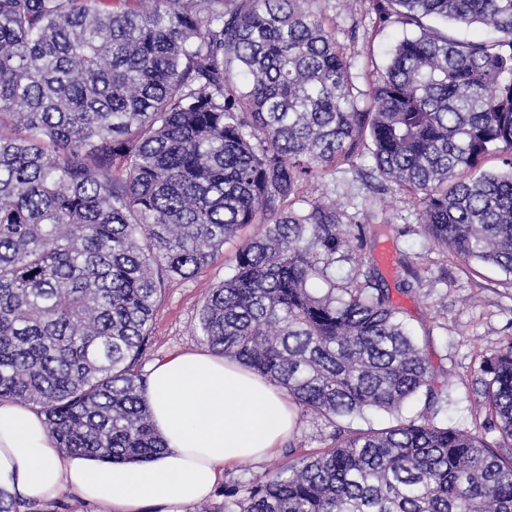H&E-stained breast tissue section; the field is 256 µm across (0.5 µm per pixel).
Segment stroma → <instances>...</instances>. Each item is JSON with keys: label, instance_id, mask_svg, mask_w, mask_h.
Returning a JSON list of instances; mask_svg holds the SVG:
<instances>
[{"label": "stroma", "instance_id": "obj_1", "mask_svg": "<svg viewBox=\"0 0 512 512\" xmlns=\"http://www.w3.org/2000/svg\"><path fill=\"white\" fill-rule=\"evenodd\" d=\"M321 9L326 24L353 61L357 90L366 91L369 74L384 69L387 54L402 39L404 28L398 23L379 26L368 0H321ZM302 191L311 199H335L358 221L367 211L389 218L392 229L388 235L349 251L347 260L337 263L336 276L342 279L369 273L389 290L392 303L419 336L425 357L436 372L434 388L448 401L449 425L480 432L491 447H498V431L483 424L476 380L484 358L512 339V275L492 267L469 266L444 253L422 231L416 201L395 185L376 191L356 172L339 169L309 179ZM252 233V227H245L207 267L190 278L166 282L142 358L143 372H150L171 352L202 349L197 324L204 300L229 273L240 238ZM331 432V427L314 415L295 410L284 446L263 460L226 469L204 500V507L220 512L225 487L265 480L273 465L287 462L289 448L318 452L327 446Z\"/></svg>", "mask_w": 512, "mask_h": 512}]
</instances>
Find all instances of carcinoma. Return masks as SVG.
I'll return each mask as SVG.
<instances>
[{
	"label": "carcinoma",
	"instance_id": "cac0c4a2",
	"mask_svg": "<svg viewBox=\"0 0 512 512\" xmlns=\"http://www.w3.org/2000/svg\"><path fill=\"white\" fill-rule=\"evenodd\" d=\"M317 4L0 0V401L38 408L69 453L151 460L165 443L141 360L164 283L257 224L201 336L333 432L224 491V512H512V457L436 422L434 371L389 294L336 283L385 226L302 192L367 158L361 176L411 194L435 245L511 274L512 0H369L411 35L365 106ZM427 18L491 35L457 40ZM480 371L511 448L512 340ZM366 411L395 421L339 425ZM47 507L0 488V512Z\"/></svg>",
	"mask_w": 512,
	"mask_h": 512
}]
</instances>
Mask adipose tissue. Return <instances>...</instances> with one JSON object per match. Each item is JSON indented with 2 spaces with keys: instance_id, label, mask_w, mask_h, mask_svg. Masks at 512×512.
Listing matches in <instances>:
<instances>
[{
  "instance_id": "1",
  "label": "adipose tissue",
  "mask_w": 512,
  "mask_h": 512,
  "mask_svg": "<svg viewBox=\"0 0 512 512\" xmlns=\"http://www.w3.org/2000/svg\"><path fill=\"white\" fill-rule=\"evenodd\" d=\"M147 386L166 447L146 464L64 454L43 414L0 402V486L27 502L74 489L106 512H184L211 494L225 468L273 453L292 427L284 391L208 351L170 354Z\"/></svg>"
}]
</instances>
